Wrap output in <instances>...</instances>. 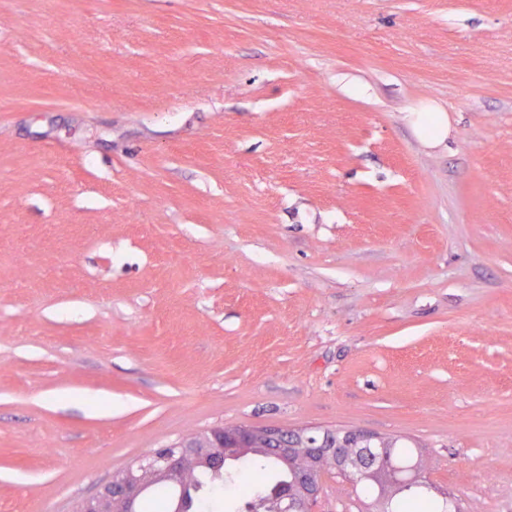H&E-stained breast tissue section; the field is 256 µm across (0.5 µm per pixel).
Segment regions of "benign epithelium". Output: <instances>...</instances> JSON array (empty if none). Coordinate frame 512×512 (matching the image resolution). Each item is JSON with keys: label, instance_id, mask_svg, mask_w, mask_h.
<instances>
[{"label": "benign epithelium", "instance_id": "obj_1", "mask_svg": "<svg viewBox=\"0 0 512 512\" xmlns=\"http://www.w3.org/2000/svg\"><path fill=\"white\" fill-rule=\"evenodd\" d=\"M209 433L210 443L202 448L185 444L161 457L153 452L142 456L133 466L113 475L96 495L82 500L74 512H136L147 488L157 483L178 486L184 472L200 462L222 469L255 434L279 444L274 452L285 465H292L297 457L305 460L303 467L292 469L293 480L282 494L283 512H313L321 491L319 477L324 460L338 467L356 486H377L382 499L389 498L401 484L385 440L367 432L338 434L333 442L309 429L272 426L220 425L209 429Z\"/></svg>", "mask_w": 512, "mask_h": 512}]
</instances>
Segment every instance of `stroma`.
Instances as JSON below:
<instances>
[{
	"mask_svg": "<svg viewBox=\"0 0 512 512\" xmlns=\"http://www.w3.org/2000/svg\"><path fill=\"white\" fill-rule=\"evenodd\" d=\"M218 423L512 512V0H0V512ZM414 130L431 147L440 146L448 138V115L430 106L422 105L410 112Z\"/></svg>",
	"mask_w": 512,
	"mask_h": 512,
	"instance_id": "1",
	"label": "stroma"
}]
</instances>
